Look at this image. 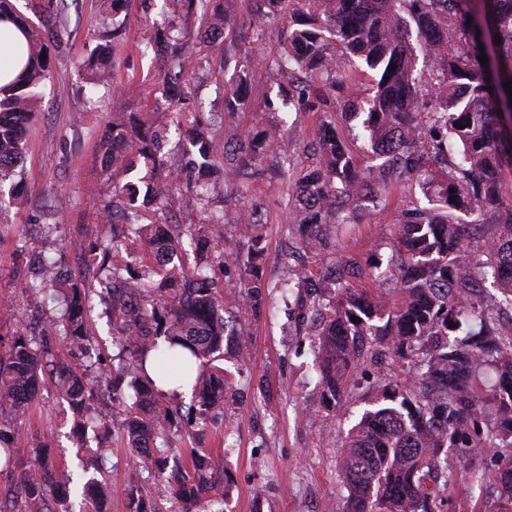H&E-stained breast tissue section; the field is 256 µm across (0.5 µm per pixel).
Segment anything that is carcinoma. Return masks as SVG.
Segmentation results:
<instances>
[{"mask_svg": "<svg viewBox=\"0 0 512 512\" xmlns=\"http://www.w3.org/2000/svg\"><path fill=\"white\" fill-rule=\"evenodd\" d=\"M175 2L215 28L231 21L223 0ZM262 2L265 15L291 28L289 42L272 60L285 81L278 92L282 107L326 112L314 160L289 194L298 249L325 260L334 253L336 225L379 206L391 188L414 178L423 179L429 202L397 216L406 255L401 305L350 287L334 268L323 276V291L308 298L322 402L335 406L353 399L361 406L339 459L345 489L340 512H455L449 478L457 467L471 471L480 491L493 493L497 512H512V336L499 334L482 302L489 282L498 291L494 306L512 310V204L502 198L503 180L512 172V138L503 124L504 114L512 113V97L504 90V82L512 81V0H484L482 21L474 0ZM3 19L23 32L28 58L16 80L0 87V184L23 179L35 88L49 68L41 59L45 37L8 0H0ZM413 33L430 66L428 80L415 75ZM194 41L186 25L171 21L156 31L152 49L176 89L163 108L176 123L188 124L182 196L199 212L200 223H168L173 185L160 156L166 127L134 115L112 121L103 140L106 159L126 172L139 159L149 168L139 182L113 186L125 229L91 245V283L79 279L57 287L55 259L41 256L37 272L16 288L31 303H57L52 335L20 333L7 344L0 336V347L7 346L0 355V408L22 418L36 404L40 385L56 384L85 441L80 478L93 512H106L103 464L112 453L106 438L114 431L135 454L145 479L162 485L168 512H224V481L214 474L210 451L173 448L169 440L171 430L192 434L224 410V358L230 350L241 353L244 332L224 316V289L214 287L210 271L237 272L225 284L238 289L240 319L263 306H286L302 288L297 274L274 285L264 279L265 245L252 212L239 214L229 237L211 231L224 223V210L211 208L217 189L209 176L223 165L225 150L212 135L211 121L188 108ZM331 41L341 56L329 52ZM487 45L492 55L484 65L479 56ZM116 47L96 48L89 61L92 80L106 82ZM234 60L237 86L225 97L228 112L248 104L251 56ZM359 62L376 72L373 95L365 102L343 100L339 113L347 122L360 121L381 160L366 169L336 129V112L325 110ZM235 154L242 180L248 176L243 167L269 158L281 171L291 166L288 141L262 119L239 139ZM144 210L156 220L141 223ZM456 211L475 216V222L456 223ZM95 295L110 301L112 346L133 358L129 370L117 374L132 391V403L119 402L107 421L90 413L94 380L66 362V355L78 352L87 366L94 365L88 320ZM387 353L402 362L401 377L361 384L362 365ZM186 383L196 403L184 415L178 400ZM21 442L20 428L0 419V476L22 471L18 488L0 495V512H71L52 449L40 444L25 462L17 456ZM149 500L145 487H133L126 512H155Z\"/></svg>", "mask_w": 512, "mask_h": 512, "instance_id": "1", "label": "carcinoma"}]
</instances>
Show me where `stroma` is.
Segmentation results:
<instances>
[{
	"instance_id": "obj_1",
	"label": "stroma",
	"mask_w": 512,
	"mask_h": 512,
	"mask_svg": "<svg viewBox=\"0 0 512 512\" xmlns=\"http://www.w3.org/2000/svg\"><path fill=\"white\" fill-rule=\"evenodd\" d=\"M13 8L34 26L52 17L54 36L48 42L51 75L39 89L36 114L26 135L24 186L17 197L0 199V336L19 332H47L46 316L24 314L12 306L17 279L30 276L38 252L58 255L63 274L92 278L84 263L88 241L110 230L103 215L112 205V168L105 161L103 135L113 115L134 113L144 121L168 126L164 147L171 174H178L179 133L172 118L154 111L162 100V64L148 49L155 20L172 15L173 0H11ZM261 0H227L232 18L219 42H196L197 63L191 71L193 105L200 112H220L224 121L215 129L218 140L251 129L258 108L275 97L277 82L268 70L276 51L286 43L288 25L279 19L256 25ZM125 25L112 58L110 84H93L85 61L112 33L113 22ZM251 45L255 62L248 83L249 106L224 110V87L231 75L224 64L229 51ZM289 127L288 149L304 161L322 118L318 112L278 114ZM290 179L274 173L270 164L250 178L242 196L214 197L215 207L234 224L242 210H254L264 221L266 244L263 275L275 282L285 277L282 253L292 245L288 228ZM418 184L391 194L385 206L361 212L355 223L336 226L338 264L353 262L354 288L400 303L402 294L389 268L400 256L398 213L423 201ZM59 230L47 234V225ZM244 360L229 356L225 369L233 387L222 415L208 422L196 440L180 437V448L190 443L211 449L217 469L224 473L227 497L224 512H330L344 493L338 461L349 423L345 407H323L313 366L311 318L303 302L245 316ZM89 330L100 360L101 378L94 396L97 414L112 412V328L105 316L92 313ZM71 413L53 385L39 391L33 414L20 425V458L32 446L49 443L65 474L77 473L78 447L70 430ZM112 453L104 464L110 487L109 512H126L127 493L142 476L120 436L110 442Z\"/></svg>"
}]
</instances>
